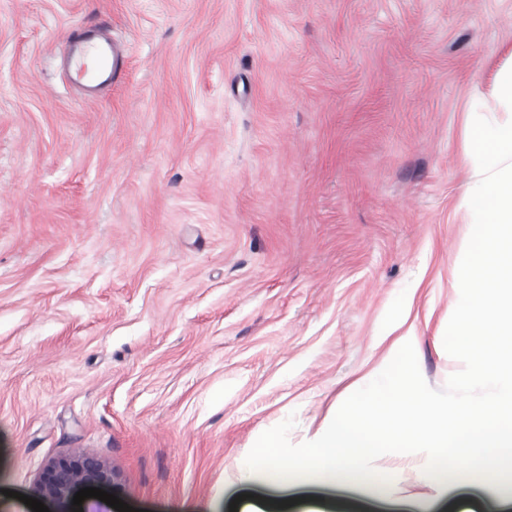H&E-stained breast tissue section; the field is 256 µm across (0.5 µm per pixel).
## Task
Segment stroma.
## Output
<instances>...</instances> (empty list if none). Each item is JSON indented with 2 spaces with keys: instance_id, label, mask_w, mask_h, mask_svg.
<instances>
[{
  "instance_id": "obj_1",
  "label": "stroma",
  "mask_w": 512,
  "mask_h": 512,
  "mask_svg": "<svg viewBox=\"0 0 512 512\" xmlns=\"http://www.w3.org/2000/svg\"><path fill=\"white\" fill-rule=\"evenodd\" d=\"M98 23L131 57L87 102L58 55ZM511 55L512 0H0V512L78 455L137 512H512L421 453L237 480L405 342L462 370L464 118Z\"/></svg>"
}]
</instances>
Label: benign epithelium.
Here are the masks:
<instances>
[{
  "label": "benign epithelium",
  "mask_w": 512,
  "mask_h": 512,
  "mask_svg": "<svg viewBox=\"0 0 512 512\" xmlns=\"http://www.w3.org/2000/svg\"><path fill=\"white\" fill-rule=\"evenodd\" d=\"M112 480V470L92 456L61 458L50 462L39 480L40 493L65 501L80 486H105Z\"/></svg>",
  "instance_id": "7a95c632"
}]
</instances>
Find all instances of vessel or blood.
<instances>
[{"label":"vessel or blood","instance_id":"b4317fda","mask_svg":"<svg viewBox=\"0 0 512 512\" xmlns=\"http://www.w3.org/2000/svg\"><path fill=\"white\" fill-rule=\"evenodd\" d=\"M128 62L123 46L97 25L85 28L67 44L65 70L69 80L84 89V98L96 100L101 87L112 85Z\"/></svg>","mask_w":512,"mask_h":512}]
</instances>
